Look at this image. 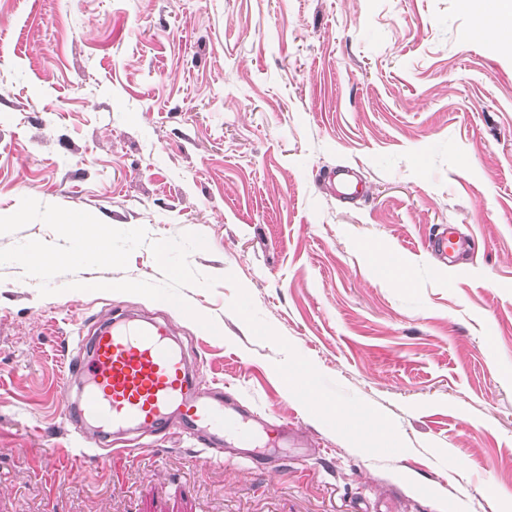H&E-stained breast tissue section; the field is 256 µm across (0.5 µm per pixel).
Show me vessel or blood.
<instances>
[{"label":"vessel or blood","instance_id":"1","mask_svg":"<svg viewBox=\"0 0 512 512\" xmlns=\"http://www.w3.org/2000/svg\"><path fill=\"white\" fill-rule=\"evenodd\" d=\"M427 247L450 263L463 244L442 228L429 237ZM76 346L64 381H81V395L77 406H66L65 415L91 421L90 433L102 448L95 456L99 465L114 455L106 446L111 434L137 429L166 435L175 423L189 435L207 433V452L221 451L224 428L235 425L236 418L200 397L197 379L168 326L131 316L98 320L88 333L78 334Z\"/></svg>","mask_w":512,"mask_h":512}]
</instances>
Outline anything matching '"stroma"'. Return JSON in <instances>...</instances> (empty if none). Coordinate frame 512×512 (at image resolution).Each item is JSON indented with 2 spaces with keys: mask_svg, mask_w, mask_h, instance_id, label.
I'll return each mask as SVG.
<instances>
[{
  "mask_svg": "<svg viewBox=\"0 0 512 512\" xmlns=\"http://www.w3.org/2000/svg\"><path fill=\"white\" fill-rule=\"evenodd\" d=\"M25 197L202 234L189 261L217 283L184 295L221 332L69 290L161 281L145 246L47 297L0 266V512H512V57L465 0H0V216ZM448 225L452 266L425 247ZM369 246L411 287L378 283ZM240 287L405 450L366 454L301 405L231 311ZM113 308L174 329L201 389L259 420L249 448L122 438L96 467L59 373Z\"/></svg>",
  "mask_w": 512,
  "mask_h": 512,
  "instance_id": "stroma-1",
  "label": "stroma"
}]
</instances>
